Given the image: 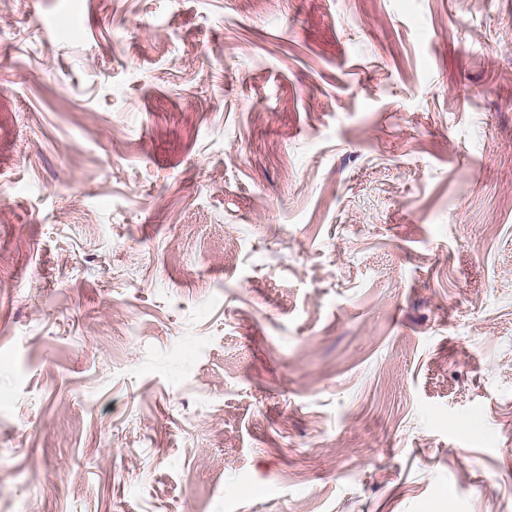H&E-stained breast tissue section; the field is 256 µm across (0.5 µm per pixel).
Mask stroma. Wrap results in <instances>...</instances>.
<instances>
[{
    "mask_svg": "<svg viewBox=\"0 0 512 512\" xmlns=\"http://www.w3.org/2000/svg\"><path fill=\"white\" fill-rule=\"evenodd\" d=\"M0 512H512V0H0Z\"/></svg>",
    "mask_w": 512,
    "mask_h": 512,
    "instance_id": "stroma-1",
    "label": "stroma"
}]
</instances>
